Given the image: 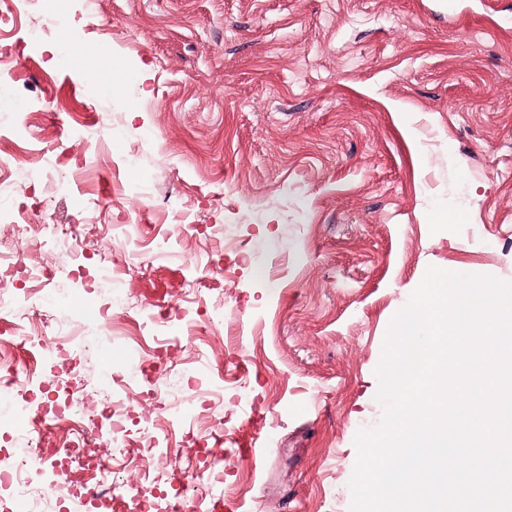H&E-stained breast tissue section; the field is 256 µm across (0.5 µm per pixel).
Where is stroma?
<instances>
[{
	"label": "stroma",
	"instance_id": "stroma-1",
	"mask_svg": "<svg viewBox=\"0 0 512 512\" xmlns=\"http://www.w3.org/2000/svg\"><path fill=\"white\" fill-rule=\"evenodd\" d=\"M99 16L91 27L86 0H39L0 32L1 128L31 113L39 149L54 123L108 127L81 173L68 135L47 145L70 172L54 216L77 218L89 191L111 198L97 244L77 251L111 250L128 273L111 289L93 267L61 272L56 308L128 303L110 334L74 319L169 454L186 429L161 423L148 393L162 383L223 403L232 430L258 419L261 461L224 449L232 512H349L355 435L384 413L392 317L432 266L512 282V0H99ZM117 69L113 88L102 76ZM146 178L151 204L116 190ZM176 210L193 234L174 233ZM188 304L223 308L225 368L251 361L243 401L176 378L204 353L196 323L145 315ZM137 333L160 353L148 378L127 346Z\"/></svg>",
	"mask_w": 512,
	"mask_h": 512
}]
</instances>
